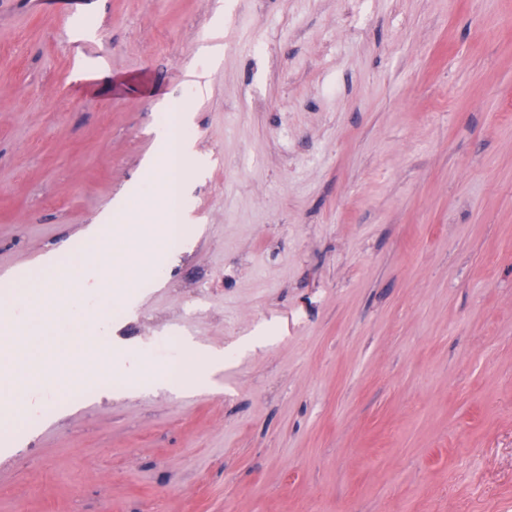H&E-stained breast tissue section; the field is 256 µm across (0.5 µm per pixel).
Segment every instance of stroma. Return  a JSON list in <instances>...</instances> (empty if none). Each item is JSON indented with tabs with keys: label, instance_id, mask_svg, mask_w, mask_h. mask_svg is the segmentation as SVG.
I'll use <instances>...</instances> for the list:
<instances>
[{
	"label": "stroma",
	"instance_id": "stroma-1",
	"mask_svg": "<svg viewBox=\"0 0 512 512\" xmlns=\"http://www.w3.org/2000/svg\"><path fill=\"white\" fill-rule=\"evenodd\" d=\"M179 103L188 245L97 294L100 384L81 283L0 304V512H512V0H0L7 282Z\"/></svg>",
	"mask_w": 512,
	"mask_h": 512
}]
</instances>
